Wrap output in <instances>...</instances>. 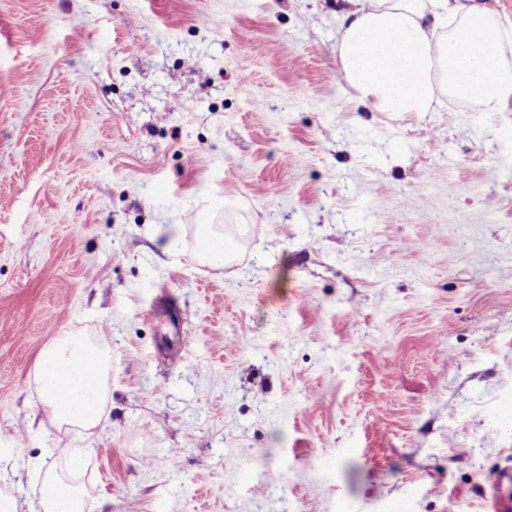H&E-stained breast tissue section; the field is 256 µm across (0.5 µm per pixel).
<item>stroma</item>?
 I'll list each match as a JSON object with an SVG mask.
<instances>
[{"mask_svg":"<svg viewBox=\"0 0 512 512\" xmlns=\"http://www.w3.org/2000/svg\"><path fill=\"white\" fill-rule=\"evenodd\" d=\"M346 0H0V496L92 512H485L512 467V99L406 117ZM225 226V264L188 261ZM112 349L89 431L40 352ZM49 489L53 491L49 493ZM67 500L70 512H85L86 504L77 488L70 480L58 472L48 473L42 483L36 512H57L56 498Z\"/></svg>","mask_w":512,"mask_h":512,"instance_id":"obj_1","label":"stroma"}]
</instances>
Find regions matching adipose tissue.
<instances>
[{
	"label": "adipose tissue",
	"instance_id": "obj_1",
	"mask_svg": "<svg viewBox=\"0 0 512 512\" xmlns=\"http://www.w3.org/2000/svg\"><path fill=\"white\" fill-rule=\"evenodd\" d=\"M339 17L336 69L356 97L378 112H429L440 97L499 111L512 98V29L496 0H357ZM95 371L76 374L75 356ZM112 372L109 348L82 336H58L35 370L43 416L62 427L95 428L103 415ZM37 512H86L77 488L59 473L47 474Z\"/></svg>",
	"mask_w": 512,
	"mask_h": 512
}]
</instances>
